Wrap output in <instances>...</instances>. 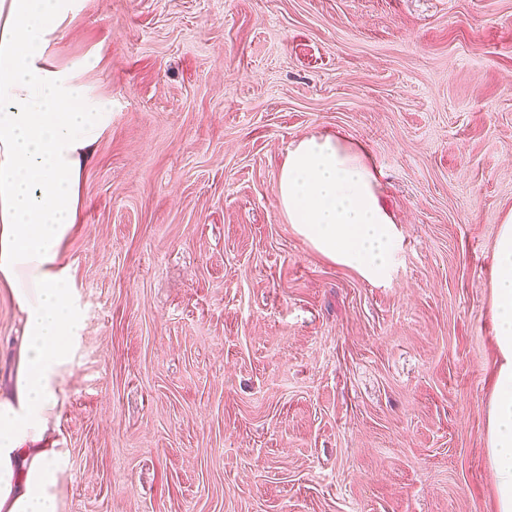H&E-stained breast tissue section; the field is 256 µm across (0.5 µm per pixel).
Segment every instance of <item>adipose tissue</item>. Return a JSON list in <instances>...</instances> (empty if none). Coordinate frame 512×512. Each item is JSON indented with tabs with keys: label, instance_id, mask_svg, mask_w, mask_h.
<instances>
[{
	"label": "adipose tissue",
	"instance_id": "1",
	"mask_svg": "<svg viewBox=\"0 0 512 512\" xmlns=\"http://www.w3.org/2000/svg\"><path fill=\"white\" fill-rule=\"evenodd\" d=\"M77 8L78 0H0V282L22 322L15 376L0 389V512H58L67 468L53 434L79 313L64 247L82 208L84 166L112 120L110 102L49 59ZM276 194L316 253L369 281L390 279L401 232L364 149L339 134L301 138L281 165ZM493 259L499 361L486 456L496 510L512 512V215Z\"/></svg>",
	"mask_w": 512,
	"mask_h": 512
}]
</instances>
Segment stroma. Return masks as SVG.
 I'll return each instance as SVG.
<instances>
[{
  "instance_id": "35a3bbf8",
  "label": "stroma",
  "mask_w": 512,
  "mask_h": 512,
  "mask_svg": "<svg viewBox=\"0 0 512 512\" xmlns=\"http://www.w3.org/2000/svg\"><path fill=\"white\" fill-rule=\"evenodd\" d=\"M51 59L112 103L64 249L59 512H496L512 0H82ZM326 132L379 173L389 283L279 209ZM19 317L0 284L1 382Z\"/></svg>"
}]
</instances>
